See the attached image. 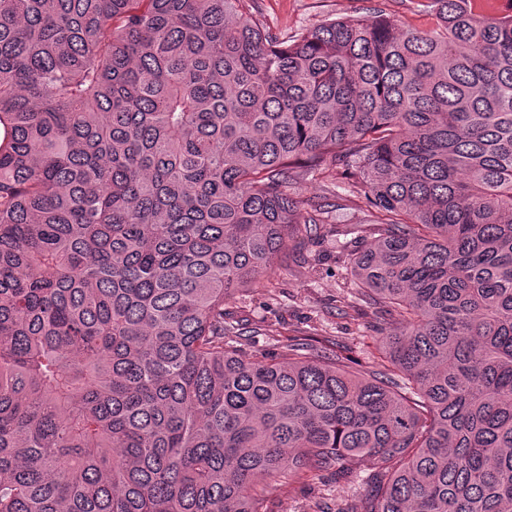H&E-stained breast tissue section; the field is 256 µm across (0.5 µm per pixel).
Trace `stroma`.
Returning a JSON list of instances; mask_svg holds the SVG:
<instances>
[{
    "label": "stroma",
    "instance_id": "obj_1",
    "mask_svg": "<svg viewBox=\"0 0 512 512\" xmlns=\"http://www.w3.org/2000/svg\"><path fill=\"white\" fill-rule=\"evenodd\" d=\"M426 0H251L249 15L282 38L343 16L389 15L400 26L420 31L433 28L435 19ZM288 192L309 205L327 207L329 216L320 236L288 241L266 287L237 293L226 308L240 318L244 335L238 347L250 354L258 349L279 354L289 336L316 335L342 344L357 360L358 370L376 365L372 318L349 311L352 282L339 255L360 245L375 231L369 208L344 189L340 176L325 173L289 185ZM358 482L337 480L321 472L300 483L283 478L268 489L271 512H341L353 504Z\"/></svg>",
    "mask_w": 512,
    "mask_h": 512
}]
</instances>
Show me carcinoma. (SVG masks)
<instances>
[{
  "mask_svg": "<svg viewBox=\"0 0 512 512\" xmlns=\"http://www.w3.org/2000/svg\"><path fill=\"white\" fill-rule=\"evenodd\" d=\"M248 0H0V512H268L357 461L348 512H512V5L283 41ZM383 369L224 310L321 210Z\"/></svg>",
  "mask_w": 512,
  "mask_h": 512,
  "instance_id": "obj_1",
  "label": "carcinoma"
}]
</instances>
